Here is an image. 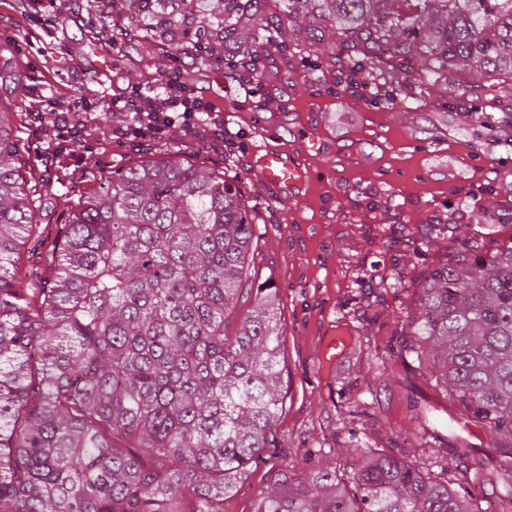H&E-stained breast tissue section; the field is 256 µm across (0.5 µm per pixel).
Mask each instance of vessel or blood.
<instances>
[{"label": "vessel or blood", "instance_id": "b4317fda", "mask_svg": "<svg viewBox=\"0 0 512 512\" xmlns=\"http://www.w3.org/2000/svg\"><path fill=\"white\" fill-rule=\"evenodd\" d=\"M322 144L320 129L302 128L294 143H264L255 152L254 170L258 178L277 194L303 199L313 182L308 160Z\"/></svg>", "mask_w": 512, "mask_h": 512}]
</instances>
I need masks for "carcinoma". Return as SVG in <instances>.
<instances>
[{"label": "carcinoma", "instance_id": "cac0c4a2", "mask_svg": "<svg viewBox=\"0 0 512 512\" xmlns=\"http://www.w3.org/2000/svg\"><path fill=\"white\" fill-rule=\"evenodd\" d=\"M112 45L236 70L268 45L346 50L367 77L423 63L421 88L473 72L512 78V0H112ZM22 47L0 38V512H224L277 447L285 407L278 288L248 263L254 217L238 185L180 150L112 171L66 215L49 274L21 280L39 235L19 136ZM459 232L421 282L407 352L432 356L461 415L497 439L493 466L433 472L356 449L261 492L254 512H484L472 488L503 485L512 512V240ZM251 300L234 335L227 319Z\"/></svg>", "mask_w": 512, "mask_h": 512}]
</instances>
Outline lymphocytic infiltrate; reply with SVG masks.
Listing matches in <instances>:
<instances>
[{
    "mask_svg": "<svg viewBox=\"0 0 512 512\" xmlns=\"http://www.w3.org/2000/svg\"><path fill=\"white\" fill-rule=\"evenodd\" d=\"M79 110L112 113L117 119L112 127V141L118 145L136 140L189 138L216 148L226 146L222 129L211 118L214 105L196 96L186 83L169 78L161 89L147 92L132 85L109 98L84 95L65 104L57 99L47 100L34 120L54 136L52 154L67 169L77 166L82 149L92 148L98 140L96 125L75 129L72 115Z\"/></svg>",
    "mask_w": 512,
    "mask_h": 512,
    "instance_id": "obj_1",
    "label": "lymphocytic infiltrate"
}]
</instances>
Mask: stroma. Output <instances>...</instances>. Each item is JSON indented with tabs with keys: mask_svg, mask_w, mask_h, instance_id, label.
Here are the masks:
<instances>
[{
	"mask_svg": "<svg viewBox=\"0 0 512 512\" xmlns=\"http://www.w3.org/2000/svg\"><path fill=\"white\" fill-rule=\"evenodd\" d=\"M43 15L37 40L24 42V18L13 0H0V37L23 42L29 109L44 97L91 90L108 96L178 69L215 105L217 123L236 144L228 161L200 146L184 148L183 158L238 180L253 211V266L279 290L288 398L275 427L276 455L225 499L224 512H253L278 474L302 473L322 453L342 465L349 449H382L439 467L461 440L470 459L492 463L491 432L467 425L404 347L419 284L457 246L436 235L434 224H493L488 246L512 238V145L502 135L512 127V84H492L475 98L451 79L422 93L417 63L362 100L319 49L263 55L248 86L236 73L171 61L160 47L148 67L140 46L118 49L98 39L113 16L112 0H52ZM307 122L322 124L325 136L311 160L319 177L296 202L258 179L253 151L259 131L276 130L288 144ZM24 136L32 144L24 167L50 179L74 208L100 191L115 167L141 157L134 143L107 157L96 149L85 154L82 173L63 178L43 134L30 127ZM336 331L350 348L333 366L320 348Z\"/></svg>",
	"mask_w": 512,
	"mask_h": 512,
	"instance_id": "stroma-1",
	"label": "stroma"
}]
</instances>
